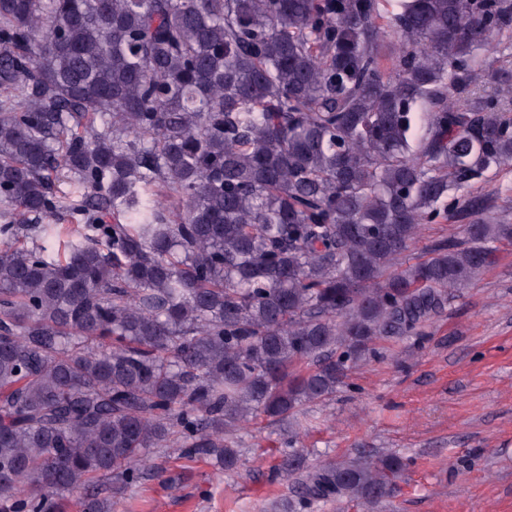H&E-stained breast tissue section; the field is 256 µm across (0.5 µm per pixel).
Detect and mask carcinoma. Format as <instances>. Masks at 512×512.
Returning a JSON list of instances; mask_svg holds the SVG:
<instances>
[{"mask_svg":"<svg viewBox=\"0 0 512 512\" xmlns=\"http://www.w3.org/2000/svg\"><path fill=\"white\" fill-rule=\"evenodd\" d=\"M510 33L512 0H0V512H112L150 448L232 470L225 432L482 273L512 224L461 192L512 113L476 58ZM450 210L480 221L399 262ZM405 468L330 463L288 512L370 510Z\"/></svg>","mask_w":512,"mask_h":512,"instance_id":"obj_1","label":"carcinoma"}]
</instances>
